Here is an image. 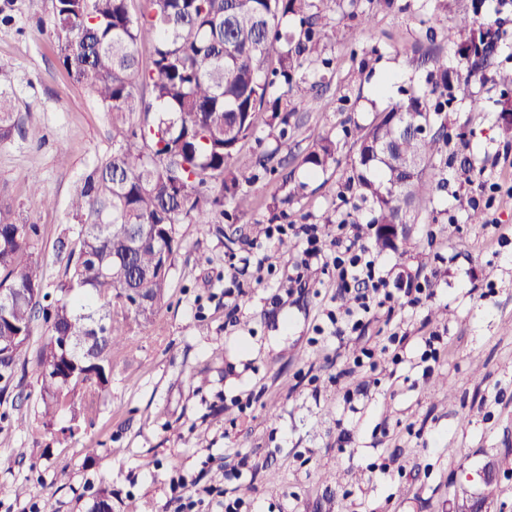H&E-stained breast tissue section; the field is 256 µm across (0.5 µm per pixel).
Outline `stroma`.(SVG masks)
<instances>
[{
  "instance_id": "stroma-1",
  "label": "stroma",
  "mask_w": 512,
  "mask_h": 512,
  "mask_svg": "<svg viewBox=\"0 0 512 512\" xmlns=\"http://www.w3.org/2000/svg\"><path fill=\"white\" fill-rule=\"evenodd\" d=\"M472 3L446 0L436 11L428 0H337L330 23L358 8L370 27L355 43L328 41L322 60L306 66L307 78L331 80L298 104L285 139L262 119L239 145L237 163L268 154L280 167L253 186L252 208L233 222L178 224L166 302L114 352L112 388L92 422L63 444L33 438L34 362L0 379V512H88L103 488L112 512H173L179 475L213 488L209 512H222L229 496L249 512H452L460 485L479 490L466 474L491 459L501 466L497 508L512 512V194L479 223L470 206L480 180L512 187V163L498 160L512 130L499 120L492 76L473 86L481 110L467 100L448 109L462 136L438 163L441 186L410 225V246L378 255L391 285L425 280L434 293L395 313L408 337L399 361L378 351L342 373L382 336L383 319L337 340L326 313L349 307L352 294L338 292L319 261L296 286L302 237L267 238L279 215L316 225L326 242L340 220H369L347 184L355 149L343 129L370 123L405 89L426 88L433 64L419 63L414 48L427 28H454L473 11L512 37V0ZM51 18L52 0H0V72L11 77L20 127L0 145V204L36 225L50 293L66 262L55 242L77 224L72 194L113 150L103 110L59 64ZM326 136L339 162L309 175L302 159ZM435 331L442 340L430 366L422 353ZM15 448L26 457L12 458Z\"/></svg>"
}]
</instances>
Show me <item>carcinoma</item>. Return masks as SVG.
Listing matches in <instances>:
<instances>
[{"label":"carcinoma","instance_id":"cac0c4a2","mask_svg":"<svg viewBox=\"0 0 512 512\" xmlns=\"http://www.w3.org/2000/svg\"><path fill=\"white\" fill-rule=\"evenodd\" d=\"M136 16L131 0H52L58 60L102 106L119 140L112 155L76 188L72 206L80 219L74 238L57 240L67 260L57 293L45 292V272L34 258L33 235L0 205V289L12 302L0 311V379L12 378L28 350L35 322L46 337L36 353L41 401L33 436L51 431L59 420L62 439L99 413L110 392L112 351L127 340L129 320L153 321L167 299L170 271L179 249L176 224L183 217L210 223L214 208L233 204L227 217L250 209L252 167L237 165V145L254 132L255 117L269 114L268 126L283 139L294 114L290 103L309 101L326 77L310 82L301 70L320 57L325 42L339 35L353 43L370 22L365 12L348 16L340 33L329 31L324 0H146ZM442 38L469 43L472 52L451 78L445 65L429 73L427 88L409 91L386 110L398 120L438 116L454 99L472 98L475 79L485 76L495 54L498 31L464 15L456 31ZM152 45L142 67L137 47ZM500 112L512 113V72L498 71ZM139 114L138 128L130 117ZM18 131L15 107L0 88V145ZM357 151L369 140L392 143L400 155L420 159L406 176L394 165L364 167L351 162L349 182L370 205L369 223L400 224V197L414 204L409 223L437 184V159L452 135L396 136L377 116L368 125L346 129ZM337 143L321 139L303 159L314 171L337 162ZM139 293L148 308L128 312L124 300ZM104 322L99 332L92 331ZM99 335L91 359L67 353V336Z\"/></svg>","mask_w":512,"mask_h":512}]
</instances>
